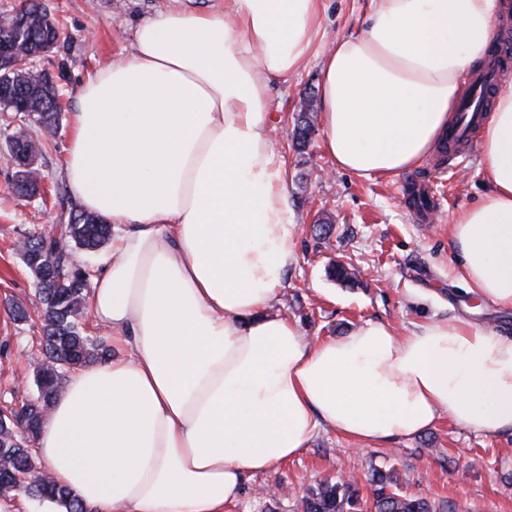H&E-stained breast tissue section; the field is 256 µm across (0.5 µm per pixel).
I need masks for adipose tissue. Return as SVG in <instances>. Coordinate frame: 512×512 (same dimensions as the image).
I'll use <instances>...</instances> for the list:
<instances>
[{
    "label": "adipose tissue",
    "instance_id": "obj_1",
    "mask_svg": "<svg viewBox=\"0 0 512 512\" xmlns=\"http://www.w3.org/2000/svg\"><path fill=\"white\" fill-rule=\"evenodd\" d=\"M500 0H370L318 84L324 147L367 180L417 166L485 64ZM322 0L162 9L82 85L63 178L112 226L91 309L122 350L70 372L35 453L89 512H225L323 427L377 446L440 418L512 431V337L369 321L306 340L272 314L301 229L271 88L317 54ZM489 186L450 217L459 278L512 308V87L482 129Z\"/></svg>",
    "mask_w": 512,
    "mask_h": 512
}]
</instances>
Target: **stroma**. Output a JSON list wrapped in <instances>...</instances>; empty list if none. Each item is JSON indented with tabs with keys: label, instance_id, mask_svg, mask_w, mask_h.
Here are the masks:
<instances>
[{
	"label": "stroma",
	"instance_id": "1",
	"mask_svg": "<svg viewBox=\"0 0 512 512\" xmlns=\"http://www.w3.org/2000/svg\"><path fill=\"white\" fill-rule=\"evenodd\" d=\"M60 20L58 46L42 62L64 95L55 136L41 140L37 167L46 193L19 198L12 187L10 140L21 119L0 111V410L37 397L33 374L42 355L36 340L39 300L36 284L14 248L65 212L53 189L63 184L64 149L79 92L96 69L129 55L134 28L171 0H44ZM368 0H323L319 53L272 92L273 112L281 116L276 145L286 156L289 203L301 226L298 259L286 277L280 313L296 321L310 339L343 336L370 320L396 328L426 319L472 322L512 336V309L506 310L467 291L452 269L459 253L448 232L452 211L477 204L487 190L479 137L462 146L454 160L432 153L416 168L389 180H364L333 168L323 147L321 127L306 146L294 144L298 101L317 95L320 52L337 35L366 25ZM428 185L440 204L427 219L416 220L407 202L410 182ZM353 266L356 281L330 275L332 264ZM26 307L30 319L13 321L6 301ZM396 477L406 495L432 504L454 505L455 512H512V433L477 435L440 421L413 438L374 448L346 440L333 429L319 431L299 456L251 477L230 512H302L311 487L350 478L370 496L375 472ZM279 485L285 496L259 495Z\"/></svg>",
	"mask_w": 512,
	"mask_h": 512
}]
</instances>
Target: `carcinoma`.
<instances>
[{
  "instance_id": "obj_1",
  "label": "carcinoma",
  "mask_w": 512,
  "mask_h": 512,
  "mask_svg": "<svg viewBox=\"0 0 512 512\" xmlns=\"http://www.w3.org/2000/svg\"><path fill=\"white\" fill-rule=\"evenodd\" d=\"M17 36L18 52L0 57V82L6 95L0 108L22 112L33 118L39 130L58 129L59 107L57 83L50 73L34 78L29 70L15 69L17 58L32 63L42 60L58 45L61 32L46 20V7L39 0L27 3L14 14L0 19V41L11 42ZM112 225L101 217L70 205L65 223L55 235L40 233L27 238V267L43 266L59 272L58 280L38 283L41 304L42 363L34 373L38 398L22 405L26 424L0 425V499L7 501L24 493L47 502L57 512H88V508L65 486L43 475L34 458L31 443L39 437L43 421L56 398L63 392L65 373L69 370L112 359V346L83 334L79 323L84 317L89 271L77 269L73 250L93 251L110 237ZM372 503L360 495L357 483L338 479L324 481L303 498V512H435L422 497L406 496L385 474H373Z\"/></svg>"
}]
</instances>
